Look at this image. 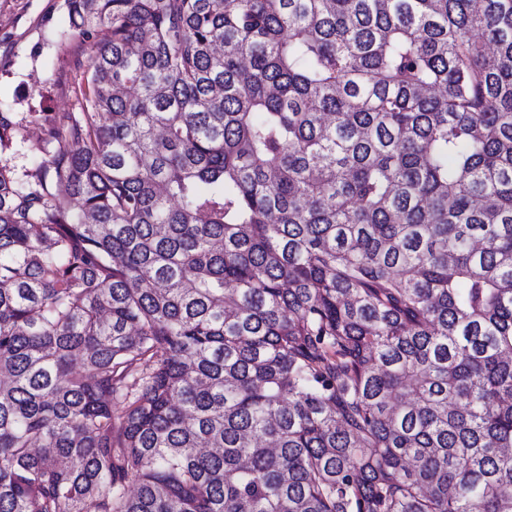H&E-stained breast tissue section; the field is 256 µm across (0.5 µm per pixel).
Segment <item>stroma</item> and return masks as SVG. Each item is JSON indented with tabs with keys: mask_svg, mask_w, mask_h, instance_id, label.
<instances>
[{
	"mask_svg": "<svg viewBox=\"0 0 512 512\" xmlns=\"http://www.w3.org/2000/svg\"><path fill=\"white\" fill-rule=\"evenodd\" d=\"M92 47L72 34L65 0H0V113L16 127L0 164L16 175L55 149L47 136L55 119L78 114L75 83Z\"/></svg>",
	"mask_w": 512,
	"mask_h": 512,
	"instance_id": "obj_1",
	"label": "stroma"
}]
</instances>
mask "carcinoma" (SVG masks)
<instances>
[{
  "label": "carcinoma",
  "instance_id": "cac0c4a2",
  "mask_svg": "<svg viewBox=\"0 0 512 512\" xmlns=\"http://www.w3.org/2000/svg\"><path fill=\"white\" fill-rule=\"evenodd\" d=\"M66 4L0 512H512V0Z\"/></svg>",
  "mask_w": 512,
  "mask_h": 512
}]
</instances>
